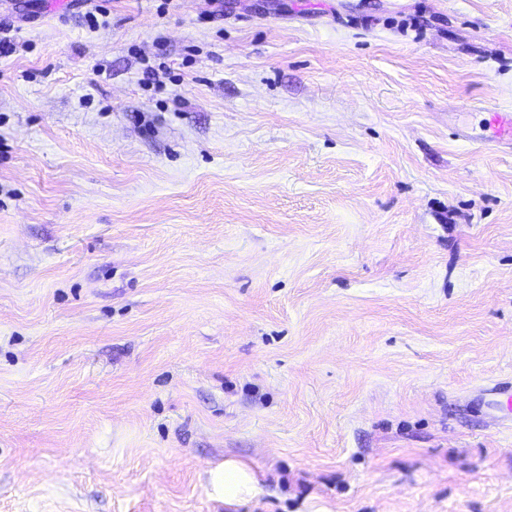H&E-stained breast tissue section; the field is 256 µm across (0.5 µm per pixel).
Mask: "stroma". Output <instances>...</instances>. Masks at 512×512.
Wrapping results in <instances>:
<instances>
[{
	"label": "stroma",
	"instance_id": "1",
	"mask_svg": "<svg viewBox=\"0 0 512 512\" xmlns=\"http://www.w3.org/2000/svg\"><path fill=\"white\" fill-rule=\"evenodd\" d=\"M54 1L0 0V512H512V0ZM208 490L229 506L244 505L264 493L257 472L246 462L233 458L224 459L223 465L210 470Z\"/></svg>",
	"mask_w": 512,
	"mask_h": 512
}]
</instances>
